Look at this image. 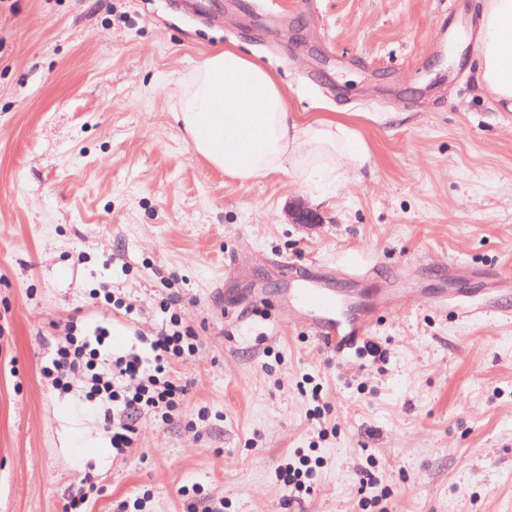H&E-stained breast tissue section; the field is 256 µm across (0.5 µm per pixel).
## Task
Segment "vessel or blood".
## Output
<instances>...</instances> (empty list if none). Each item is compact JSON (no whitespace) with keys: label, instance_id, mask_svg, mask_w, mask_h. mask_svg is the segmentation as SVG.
Instances as JSON below:
<instances>
[{"label":"vessel or blood","instance_id":"vessel-or-blood-1","mask_svg":"<svg viewBox=\"0 0 512 512\" xmlns=\"http://www.w3.org/2000/svg\"><path fill=\"white\" fill-rule=\"evenodd\" d=\"M326 269L312 266L296 272L288 282L289 311L301 312L321 344L327 349L343 352L362 337L370 320L363 315L344 317L334 291L323 287Z\"/></svg>","mask_w":512,"mask_h":512}]
</instances>
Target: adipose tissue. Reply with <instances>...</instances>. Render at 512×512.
I'll list each match as a JSON object with an SVG mask.
<instances>
[{
	"instance_id": "ef3b65f1",
	"label": "adipose tissue",
	"mask_w": 512,
	"mask_h": 512,
	"mask_svg": "<svg viewBox=\"0 0 512 512\" xmlns=\"http://www.w3.org/2000/svg\"><path fill=\"white\" fill-rule=\"evenodd\" d=\"M480 84L512 101V0H487ZM177 119L194 151L225 175L250 180L291 165L302 181L335 183L368 154L341 122H302L289 112L276 79L235 50L205 57L183 82Z\"/></svg>"
}]
</instances>
